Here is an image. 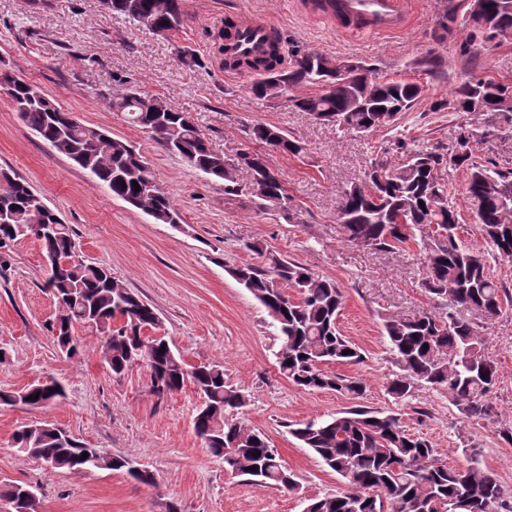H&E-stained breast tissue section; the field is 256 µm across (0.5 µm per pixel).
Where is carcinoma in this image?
Returning a JSON list of instances; mask_svg holds the SVG:
<instances>
[{
  "label": "carcinoma",
  "instance_id": "1",
  "mask_svg": "<svg viewBox=\"0 0 512 512\" xmlns=\"http://www.w3.org/2000/svg\"><path fill=\"white\" fill-rule=\"evenodd\" d=\"M496 29L512 38V0H484ZM112 12L136 23L152 20L163 36L184 25L183 0H112ZM352 60L318 51L298 50L280 65L275 43L252 58L232 64L254 71L249 86L259 100L282 95L299 85H320L317 96L293 99L294 106L314 119L361 134L390 127L400 114L423 99L425 88L415 81L380 80L378 69L350 67ZM16 103L22 121L55 151L79 155L77 164L112 195L156 221L169 224L180 217L144 157L126 141L111 138L84 124L67 123L68 112L43 96L28 101L32 85L0 71V90ZM512 95V85L492 76L461 82L448 96L431 103L433 112L479 114L491 132L512 127V109L501 107ZM108 106L123 112L131 123L147 132L169 153L214 181L224 182V206L253 211H275L297 221L302 207L294 204L282 179L268 164L273 150L294 157L305 144L283 130L264 123L248 128L251 153L228 156L214 151L194 120L164 99L133 92L114 93ZM258 181L257 191L241 199L233 175L239 168ZM467 175V208L476 218L489 246L502 258L512 259V169L486 165L473 155L470 138L461 136L452 150L440 153L427 146L406 152V160L390 165L372 159L364 179L342 190L336 212L344 241L379 251H394L410 241L424 248L423 287L432 296L436 312L413 319H392L384 324L389 354L398 367L387 384L388 393L400 400L419 387L445 390L471 421H492L497 416L490 393L498 380V366L485 354L478 331L479 320L502 313L500 288L486 267L484 255L462 246L458 229L462 215L448 194V170ZM138 187H132V182ZM7 218L0 222V242L26 234L54 255L58 273L45 281L58 303L49 323L58 348L68 356L78 354L80 327L104 337V357L112 373L132 368L134 358L146 361L150 388L161 397L189 382L202 398L194 428L211 452L224 458L233 475L253 477L274 489H297L294 475L282 464L266 438L247 429L231 416L246 404L245 396L224 381L216 364L187 367L161 337L150 339L155 311L132 290L119 283L102 264L77 260L71 229L35 194L28 183L0 172V207ZM246 248L263 258L230 270L240 285L265 308L282 344L276 353L279 372L307 390H327L350 399L362 397L364 382L354 376L329 372L322 365L354 364L360 349L338 330L336 319L343 294L336 281L298 263L265 252L257 244ZM30 407L44 406L63 395L56 382L25 389ZM38 398H33V395ZM303 447L344 478L348 490L313 498L305 512H512V487L481 466L480 450L471 449L472 461L462 469L440 464L435 448L406 431L399 415L353 407L324 421L312 420L293 430ZM16 451L41 461L52 470L91 468L127 469L143 484L153 482L151 472L124 457L104 455L50 425L26 427L15 438ZM87 458H82L83 453ZM256 470H250V467ZM28 486L12 484L3 492L14 512H36L24 496Z\"/></svg>",
  "mask_w": 512,
  "mask_h": 512
}]
</instances>
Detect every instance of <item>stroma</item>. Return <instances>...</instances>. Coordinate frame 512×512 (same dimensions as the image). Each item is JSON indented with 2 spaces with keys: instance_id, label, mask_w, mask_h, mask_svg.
Masks as SVG:
<instances>
[{
  "instance_id": "1",
  "label": "stroma",
  "mask_w": 512,
  "mask_h": 512,
  "mask_svg": "<svg viewBox=\"0 0 512 512\" xmlns=\"http://www.w3.org/2000/svg\"><path fill=\"white\" fill-rule=\"evenodd\" d=\"M448 0H412L411 26L399 35L337 33L306 16L299 0H184L183 28L164 37L124 16L103 10L99 0H0V59L75 119L136 146L159 185L181 214L180 227L156 222L142 210L112 196L88 172L49 147L19 118L0 94V170L24 179L69 224L83 259L110 268L113 277L151 304L159 335L190 366H223L225 380L244 394L235 415L263 434L294 475L298 490H278L224 469L194 429L201 399L193 386L159 397L150 390L146 366L115 375L102 358L103 339L79 330L78 355L62 354L48 324L56 302L44 286L47 272L38 241L17 239L0 246V391L57 381L62 398L42 407L0 405V489L28 484L37 490L39 512H304L308 499L343 492L347 484L291 430L352 407V400L328 391L296 387L278 371L281 341L261 304L230 274V267L257 261L250 243L330 277L344 294L337 323L358 345V364H329V371L354 375L366 384L360 405L400 415L410 432L437 449L448 466L467 467L471 449L481 465L512 486V442L500 430L512 426V260L488 248L478 224L465 217L463 244L483 252L487 269L510 301L480 334L499 366L490 394L498 411L494 423L470 422L447 393L415 390L394 400L386 385L396 371L383 323L433 312L422 286L423 250L380 252L342 241L336 206L343 184L362 177L372 157L403 162L398 138L423 139L439 152L451 149L461 130L472 133L475 156L512 163V128L483 137L480 116L434 112L432 101L447 95L468 74L512 82V40L482 46L465 66L459 40L437 42L432 30ZM255 15L275 24L285 48L302 46L345 56L378 68L385 79L418 78L417 61L439 55L445 79L428 82L426 99L403 114L396 129L367 136L344 133L297 111L293 96L318 94L307 85L263 101L248 90L251 77L226 75L213 34L225 11ZM187 49L200 60H178ZM132 90L161 97L189 113L212 148L234 154L245 142V126L279 127L306 146L303 156L269 153L267 160L301 205L300 222L224 205V185L158 147L150 136L112 111L105 93ZM56 425L88 447L131 460L153 474L151 485L125 471L92 468L78 473L49 470L20 456L14 434L29 425Z\"/></svg>"
}]
</instances>
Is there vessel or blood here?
Returning <instances> with one entry per match:
<instances>
[{
  "label": "vessel or blood",
  "instance_id": "b4317fda",
  "mask_svg": "<svg viewBox=\"0 0 512 512\" xmlns=\"http://www.w3.org/2000/svg\"><path fill=\"white\" fill-rule=\"evenodd\" d=\"M321 18L335 22L337 29L355 34H396L409 23L407 0H328ZM230 39L224 43L228 55L254 52L275 31L259 17L235 14Z\"/></svg>",
  "mask_w": 512,
  "mask_h": 512
}]
</instances>
